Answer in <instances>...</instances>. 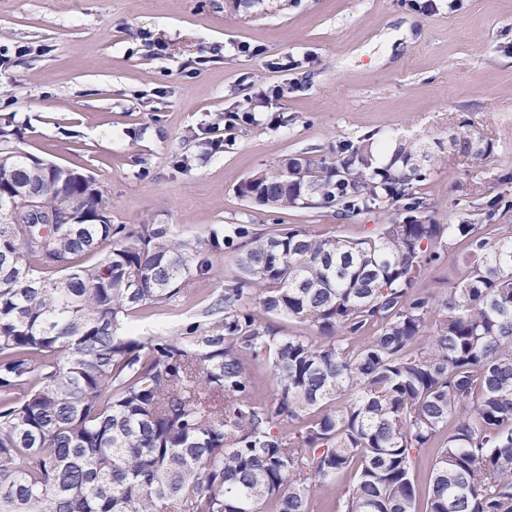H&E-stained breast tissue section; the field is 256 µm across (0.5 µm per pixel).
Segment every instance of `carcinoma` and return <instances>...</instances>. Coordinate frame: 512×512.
Here are the masks:
<instances>
[{"label":"carcinoma","mask_w":512,"mask_h":512,"mask_svg":"<svg viewBox=\"0 0 512 512\" xmlns=\"http://www.w3.org/2000/svg\"><path fill=\"white\" fill-rule=\"evenodd\" d=\"M340 153L334 169L292 157L236 191L269 211L398 205L360 238L112 224L81 173L34 171L18 149L0 165L1 189L84 216L10 224L0 196V512H311L318 498L321 512H512V226L431 222L412 188L436 158L412 140L385 164L369 144ZM448 153L478 167L494 142L451 131ZM454 241L448 292L415 293ZM221 254L224 290L178 335L125 327L178 305ZM250 363L277 393H256Z\"/></svg>","instance_id":"obj_1"}]
</instances>
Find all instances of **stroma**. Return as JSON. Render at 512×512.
<instances>
[{
  "mask_svg": "<svg viewBox=\"0 0 512 512\" xmlns=\"http://www.w3.org/2000/svg\"><path fill=\"white\" fill-rule=\"evenodd\" d=\"M246 42L251 52H239ZM0 127L11 144L94 179L114 224L301 225L358 238L398 210L382 201L276 213L240 198V182L286 158L335 166L340 147L410 137L438 156L414 186L437 224L499 198L512 225V0H0ZM285 87L284 95L273 92ZM254 122L225 133L224 118ZM492 138L482 168L449 155V128ZM221 139L213 149L212 139ZM228 263L193 277L179 306L133 314L139 336H172L224 287Z\"/></svg>",
  "mask_w": 512,
  "mask_h": 512,
  "instance_id": "stroma-1",
  "label": "stroma"
}]
</instances>
